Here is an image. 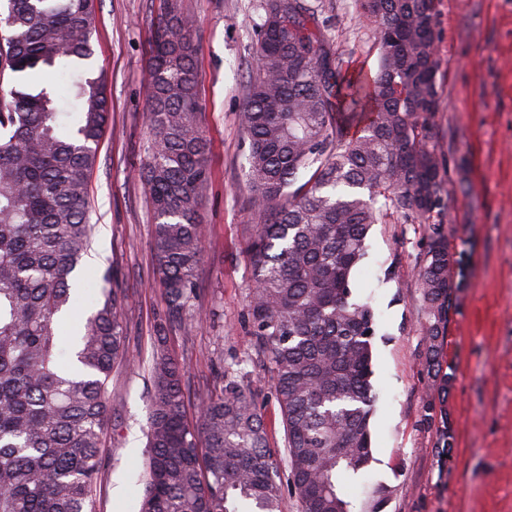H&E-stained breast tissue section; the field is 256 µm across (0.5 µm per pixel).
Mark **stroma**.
Instances as JSON below:
<instances>
[{
	"mask_svg": "<svg viewBox=\"0 0 512 512\" xmlns=\"http://www.w3.org/2000/svg\"><path fill=\"white\" fill-rule=\"evenodd\" d=\"M180 2L198 21L199 122L208 141L211 182L200 206V315L173 327L168 347L185 359L193 389L219 392L225 367L246 373L267 444L279 452L285 442L280 407L270 369L249 334L248 143L240 120L263 11L260 0ZM309 2L329 17L342 56L375 71V32L357 0ZM162 7L163 0L96 3V68L112 110L90 176L95 234L84 263L95 276L111 270L127 294L130 309L122 320L137 359L117 364L108 381L98 512H138L143 488L147 364L154 320L164 306L143 180L150 145L148 38ZM437 9L440 107L434 123L448 191L441 221L465 251L464 285L443 347L454 369V456L438 468L435 436L420 422L421 405L435 388L422 366L416 279L426 227L390 214L373 226L367 255L352 274L354 297L371 301L378 322L373 459L351 493L359 498L364 490L385 487L382 512H512V0H438Z\"/></svg>",
	"mask_w": 512,
	"mask_h": 512,
	"instance_id": "1",
	"label": "stroma"
}]
</instances>
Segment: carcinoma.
<instances>
[{
    "label": "carcinoma",
    "mask_w": 512,
    "mask_h": 512,
    "mask_svg": "<svg viewBox=\"0 0 512 512\" xmlns=\"http://www.w3.org/2000/svg\"><path fill=\"white\" fill-rule=\"evenodd\" d=\"M379 65L349 70L307 0H264L242 103L249 142L247 254L253 346L273 368L284 467L267 446L244 380L186 414V368L166 348L196 315L208 143L199 124L194 19L167 0L148 46L145 188L165 310L148 364L149 454L139 512H280L288 484L301 512H381L361 501L377 316L351 275L374 224L429 225L418 269L425 353L437 381L421 410L440 465L450 462L442 347L456 309L459 244L430 223L448 206L432 117L439 100L437 0H358ZM95 0H7L0 15V512H96L107 383L129 355L119 288L77 313L91 249L89 180L110 102L94 66Z\"/></svg>",
    "instance_id": "obj_1"
}]
</instances>
